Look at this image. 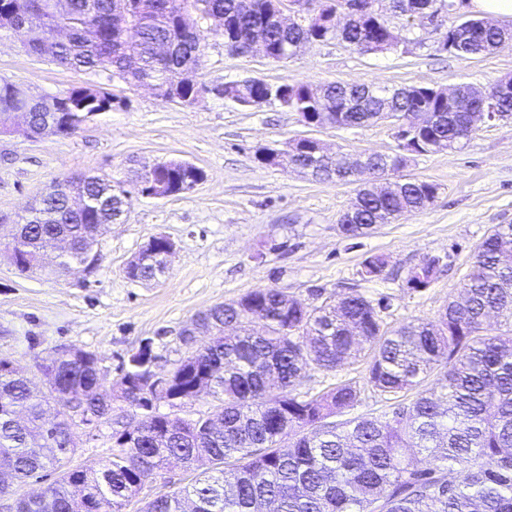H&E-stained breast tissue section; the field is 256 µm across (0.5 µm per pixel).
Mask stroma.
<instances>
[{
  "label": "stroma",
  "instance_id": "obj_1",
  "mask_svg": "<svg viewBox=\"0 0 512 512\" xmlns=\"http://www.w3.org/2000/svg\"><path fill=\"white\" fill-rule=\"evenodd\" d=\"M450 23L444 13L433 23H416L414 43L383 54L361 53L333 38L274 62L259 52L228 50L223 33L203 22L197 81L207 91L190 105L164 101L109 68L59 67L26 54L24 34H0V82L49 99L78 88L114 98L110 111L65 136L28 140L0 133V240L21 223L32 199L62 177L103 175L128 182L136 171L168 159L204 172L193 190L175 197L133 195L125 222L100 236L93 272L49 267L22 274L0 250V359L31 377L39 396L48 386L34 365L64 346L94 352L107 387L146 339L157 356V372L166 373L186 354L178 336L195 314L264 288L281 289L305 304L314 288L328 295L352 287L368 297L384 292L391 297L383 316L390 327L436 318L457 297L488 231L512 224V120L483 125L462 149L419 156L396 139L387 122L309 127L278 102L243 107L212 88L255 78L271 85L372 81L448 89L512 76V46L464 58L443 51L440 42ZM299 136L319 140L330 153L401 155V175L437 184L440 194L423 212L346 239L337 222L354 196L353 185L317 182L256 159L258 149L283 151ZM156 235L175 245L166 273L148 283L130 280L127 262ZM371 255L385 258V278L361 280L359 270ZM433 258L439 271L430 286L409 289V273ZM112 429L109 422L76 427L69 466L89 468L109 456ZM195 477V471L170 462L124 512H143L147 502Z\"/></svg>",
  "mask_w": 512,
  "mask_h": 512
}]
</instances>
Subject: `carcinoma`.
I'll list each match as a JSON object with an SVG mask.
<instances>
[{
	"instance_id": "obj_1",
	"label": "carcinoma",
	"mask_w": 512,
	"mask_h": 512,
	"mask_svg": "<svg viewBox=\"0 0 512 512\" xmlns=\"http://www.w3.org/2000/svg\"><path fill=\"white\" fill-rule=\"evenodd\" d=\"M196 0H138V32L121 38L112 18L113 0H71L68 21L73 38L55 36V15L48 0H9L17 14L45 18L32 54L49 58L66 69L95 70L112 66L137 79L159 71L170 81L198 65L202 55L198 21L189 13ZM210 10L228 23L239 17L261 18L271 0H206ZM273 55L308 41L333 37L368 53L395 50L410 43L384 27L376 17L354 13L337 30L317 22L283 30L265 29ZM173 52L158 60L156 45ZM512 44V29L483 18L466 17L448 27L443 49L454 56L492 53ZM283 106L321 120L329 110L338 127H363L409 113L426 112L428 125L417 132L414 152L432 154L454 149L478 129L475 118L488 90L463 84L453 100L429 85L400 88L373 83L280 84ZM242 106L267 97L268 86H230ZM75 106L93 109L111 99L90 89L71 91ZM18 87L0 84V126L13 112H46ZM343 153L312 160L305 147L292 161L322 182L357 185L356 197L338 224L340 234L354 239L379 224L422 212L439 195V186L405 179L382 195L363 186L362 173L398 171V155L370 153L346 167ZM169 191L177 193L191 171L176 161L160 170ZM82 187L101 197L98 211H74L68 190ZM121 182L103 177L54 182L41 199L39 211L49 223L35 219L6 243L18 271L33 269L46 242L64 236L72 249L59 262L66 269L82 261V251L98 236L90 224H106L112 214L130 204ZM437 259L414 268L407 285L427 288ZM381 256L366 258L360 277L371 280L385 273ZM166 265L157 257L133 266L131 274L155 279ZM461 300L448 302L433 320L409 322L396 329L384 326L383 313L391 297L369 298L357 290L322 297L304 305L277 288H265L197 314L190 324L210 333L204 348L183 357L174 367L166 397L183 403L203 390L219 397L221 413L193 419L145 411L140 385L147 363L145 347L133 351L125 372L105 388L97 370V355L68 348L43 360L49 378L47 397L37 399L30 380L12 363L0 359V474L26 480L48 466L60 469L56 483L40 494L16 502V512H123L161 468L175 458L199 471L193 484L161 494L145 512H512V224H497L483 239L470 271L461 284ZM364 360L367 383L383 396L414 399L396 404L384 417H334L360 400L357 383L344 381L322 394L296 392L306 371H334ZM437 374L439 390L419 387ZM59 404L54 420L46 418L50 402ZM140 410L133 422L115 421L114 452L95 469L70 468L62 456L74 451L73 427L112 420L114 402ZM459 467L463 481H449L426 465Z\"/></svg>"
}]
</instances>
